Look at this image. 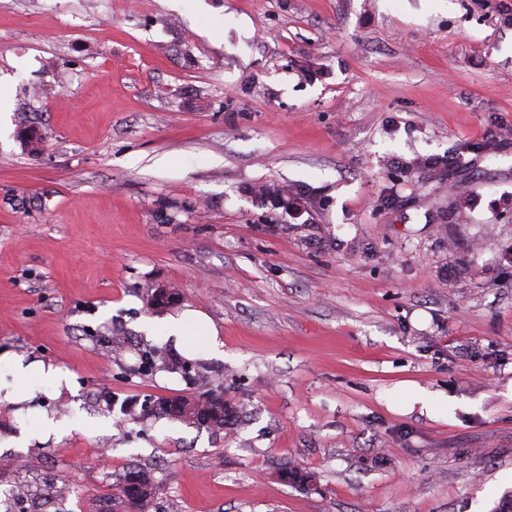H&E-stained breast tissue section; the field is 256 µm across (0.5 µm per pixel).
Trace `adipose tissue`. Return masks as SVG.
I'll return each instance as SVG.
<instances>
[{"label": "adipose tissue", "mask_w": 512, "mask_h": 512, "mask_svg": "<svg viewBox=\"0 0 512 512\" xmlns=\"http://www.w3.org/2000/svg\"><path fill=\"white\" fill-rule=\"evenodd\" d=\"M147 335L173 342L182 355H194L200 346H207L211 353H220L222 344L219 332L204 313L187 308L170 314L158 322L145 325ZM24 379V389H17V379ZM72 377L68 370L41 361L25 362L23 356L0 355V402L11 404L34 397L45 387L53 390L70 388Z\"/></svg>", "instance_id": "1"}]
</instances>
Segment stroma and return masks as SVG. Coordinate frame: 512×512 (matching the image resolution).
Returning <instances> with one entry per match:
<instances>
[{"instance_id": "35a3bbf8", "label": "stroma", "mask_w": 512, "mask_h": 512, "mask_svg": "<svg viewBox=\"0 0 512 512\" xmlns=\"http://www.w3.org/2000/svg\"><path fill=\"white\" fill-rule=\"evenodd\" d=\"M0 83V352L76 386L0 402V512H132L136 465L151 512L512 505V0H0ZM461 148L452 221L399 164ZM158 285L221 354L147 338ZM413 385L453 414L405 412ZM210 390L221 431L155 410ZM20 408L72 428L5 447ZM256 194L261 203L270 202L275 205H280V207L285 210L291 208L296 197L288 196L286 197L284 192L278 185L275 183H267L261 185L257 190ZM134 470V471H133ZM128 475L140 476V481L137 483L138 488L135 489L133 498L128 497L127 492L123 486V478ZM116 491L115 498L121 502L127 503L130 508L135 512H148L152 508L155 499L161 491V487L155 482L151 475L140 469H132L120 478L119 482L113 488Z\"/></svg>"}]
</instances>
